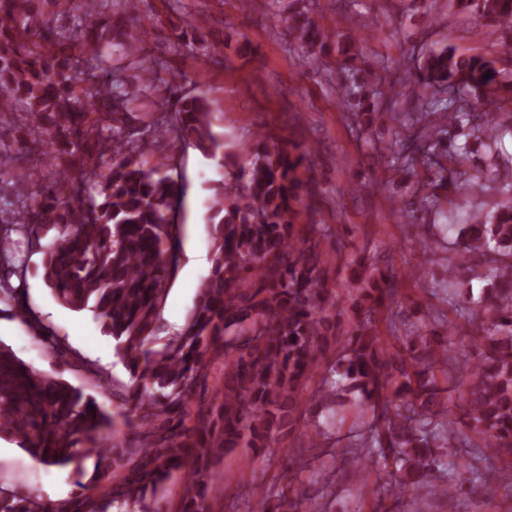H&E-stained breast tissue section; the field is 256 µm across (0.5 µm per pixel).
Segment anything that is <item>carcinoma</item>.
<instances>
[{"instance_id": "carcinoma-1", "label": "carcinoma", "mask_w": 512, "mask_h": 512, "mask_svg": "<svg viewBox=\"0 0 512 512\" xmlns=\"http://www.w3.org/2000/svg\"><path fill=\"white\" fill-rule=\"evenodd\" d=\"M31 0H0V91L21 101L43 159L63 162L59 177L40 193L29 192L32 151L19 147L14 188L23 210L0 219V260L11 252V233L41 257L42 276L55 299L88 312L115 342V354L131 385L115 384L90 362L83 363L100 392H112L123 409L110 413L82 387L42 373L0 342V438L10 440L45 465L85 473L93 457L91 487L102 490L115 512H160L167 482L183 477L181 512H211L224 496L213 459L234 448H272L278 433L300 419L302 388L334 351L333 369L315 389L324 415L344 396L354 398L361 427L362 456L350 465L368 481L393 467L398 477L390 497L408 493L453 498L458 483L486 486L476 472L443 460L447 448H469L448 414V385L460 388L482 446L505 459L500 474L512 482V206L490 217L469 200L474 174L462 167L471 150L460 138L487 147L512 135V72L498 59L463 57L446 47L427 55L412 79L383 88L371 68L363 37L350 40L339 70L342 96L362 105L374 93L416 98L414 117L393 126L387 150L396 169L416 165L445 170L432 189L466 205V218L451 224L456 247L441 283L452 290L475 278L489 281L481 308H459L477 337V355L463 354L469 372L436 370L448 363V345L436 331L409 330L401 348L384 344L372 315L391 306L398 274L366 257L360 268L377 276L359 291L370 301L368 318L342 321L339 311L323 315L332 294L330 265L321 238L295 224L297 207L310 194L297 170L301 156L272 149L263 136L246 164L216 182L209 204L210 269L181 331L158 336L170 276L179 260V225L174 223L177 181L165 164L138 160L139 140L128 132L129 92H118L108 70H87L76 54L79 40L96 41V16L107 0H75L74 29L58 30L31 13ZM476 24L495 36L498 54L512 58V0H457ZM310 55L330 39L308 10L290 25ZM149 31L141 26L123 46L142 72L160 80L143 51ZM491 77L484 78L485 73ZM172 127L168 149L193 141L227 166L214 135L207 104L177 100L173 117L155 125ZM425 253L438 249L436 234L417 225ZM29 267L24 260L0 266V302L63 355L52 327L43 323L23 293ZM224 383L210 387L216 366ZM304 489L287 487L278 510L302 512ZM0 512H100L88 499L48 500L33 490L0 483Z\"/></svg>"}]
</instances>
